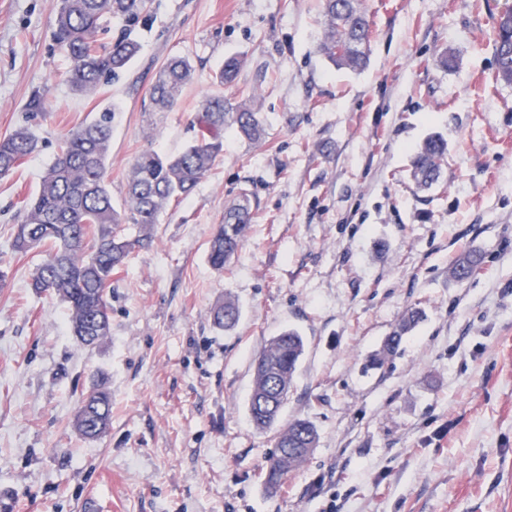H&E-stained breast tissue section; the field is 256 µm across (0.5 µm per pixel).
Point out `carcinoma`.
Listing matches in <instances>:
<instances>
[{
  "instance_id": "carcinoma-1",
  "label": "carcinoma",
  "mask_w": 512,
  "mask_h": 512,
  "mask_svg": "<svg viewBox=\"0 0 512 512\" xmlns=\"http://www.w3.org/2000/svg\"><path fill=\"white\" fill-rule=\"evenodd\" d=\"M356 2L325 0L324 34L317 45V52L335 66L352 70L366 67L370 52L369 20ZM146 6L147 0H53V40L70 62L66 81L75 91L91 95L130 67L139 45L127 33L116 40L110 38L112 19L121 18L131 26ZM511 16L509 5L494 19V79L508 85L512 84V25L503 18ZM240 65L239 58H228L215 74V82L221 86L232 82ZM194 73L189 58H169L150 88L152 111L173 110ZM114 118L113 111L101 112L61 139L38 189L23 200L24 219L16 225L13 237L14 250L21 254L46 248L30 286L35 293L65 304L71 334L84 347H95L110 335L112 276L125 266L132 249L152 245V228L169 204L190 196L211 171L224 151V128L234 126L253 141L266 138L252 98L232 104L221 95H209L192 120L203 131L182 152L166 156L146 148L135 157L127 181L126 206L121 208L113 203L107 187L106 162ZM36 147L37 139L26 128L1 136L0 177L13 174ZM446 152L442 138H426L411 161V176L419 186L429 187L438 181ZM247 202L244 194L239 203L228 208L224 222L217 225L209 240L207 259L217 272L224 271L241 248L250 223ZM127 223L139 226V234L132 240L120 230ZM480 264V257L467 255L455 264L452 275L466 281ZM239 317V308L232 300L213 311L214 322L224 328L234 327ZM419 318V311H407L382 348L372 355L370 366L383 367ZM304 351L303 336L288 330L270 339L258 353L248 404L255 428L267 430L278 422ZM111 414L110 393L94 387L82 397L74 425L84 438L94 439L109 427ZM318 441L317 429L307 419L294 418L281 425L275 449L264 467L266 488L280 490L288 474L307 463Z\"/></svg>"
}]
</instances>
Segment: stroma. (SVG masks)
Returning <instances> with one entry per match:
<instances>
[{
  "mask_svg": "<svg viewBox=\"0 0 512 512\" xmlns=\"http://www.w3.org/2000/svg\"><path fill=\"white\" fill-rule=\"evenodd\" d=\"M504 3L362 0L370 59L354 72L316 52L322 0H149L130 28L134 65L83 96L51 0H0V136L39 140L0 179V487L25 512H85L90 498L101 512H512V85L492 79ZM174 55L193 82L173 111L145 112ZM231 55L244 60L235 83L214 85ZM36 92L48 111H28ZM218 94L253 95L266 139L225 130L212 171L113 276L110 336L80 346L64 305L29 286L41 254L12 249L22 200L60 138L112 107L108 184L123 205L138 152L180 151ZM433 133L448 153L421 190L409 164ZM243 195L251 225L219 273L208 242ZM468 254L481 269L456 281ZM227 297L241 308L228 332L212 320ZM410 308L423 320L365 370ZM288 328L306 351L281 418L313 422L319 444L271 494L274 433L247 402L257 352ZM99 378L112 420L90 441L73 419Z\"/></svg>",
  "mask_w": 512,
  "mask_h": 512,
  "instance_id": "35a3bbf8",
  "label": "stroma"
}]
</instances>
